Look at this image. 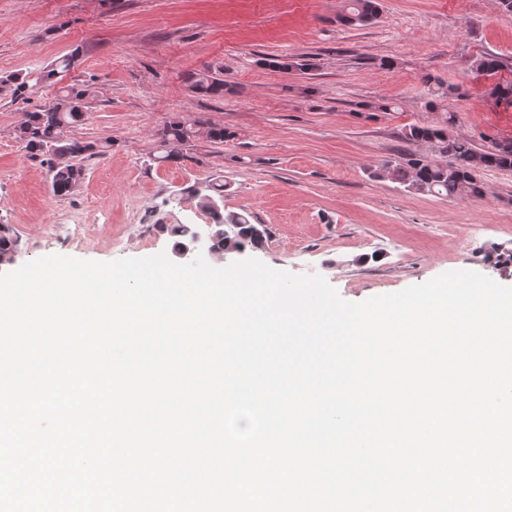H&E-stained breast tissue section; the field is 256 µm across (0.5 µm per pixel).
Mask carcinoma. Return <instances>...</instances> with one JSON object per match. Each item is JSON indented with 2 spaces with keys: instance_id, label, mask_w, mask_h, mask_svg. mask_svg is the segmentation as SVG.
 I'll list each match as a JSON object with an SVG mask.
<instances>
[{
  "instance_id": "1",
  "label": "carcinoma",
  "mask_w": 512,
  "mask_h": 512,
  "mask_svg": "<svg viewBox=\"0 0 512 512\" xmlns=\"http://www.w3.org/2000/svg\"><path fill=\"white\" fill-rule=\"evenodd\" d=\"M378 15L376 0H348L340 21L362 27L374 23ZM185 82L194 92L210 97L221 98L232 91L231 83L209 72H191ZM421 82L426 89L425 110L440 114L439 119L405 128L403 140L412 148L396 160L381 163L371 177L389 179L409 192L439 198H481L483 188L478 173L487 169L512 170V140L495 141L490 149L478 151L470 140L449 134L448 127L455 124L457 115L448 111L444 102L459 96V89L430 72L422 74ZM92 97L89 85L64 87L51 105L25 113L24 120L16 126L15 137L26 152L48 165L53 193L58 196H68L77 188L85 175L84 160L103 157L112 150L110 136L91 140L68 136L84 121ZM201 137L222 144L232 137V132L198 117L178 116L158 132L160 152L155 160L174 162L181 157L183 145ZM211 217L214 236L210 246L216 253L258 248L268 235L266 226L253 223L245 211L227 216L222 211L214 212ZM18 248V237L7 225L0 224V259L8 260Z\"/></svg>"
}]
</instances>
